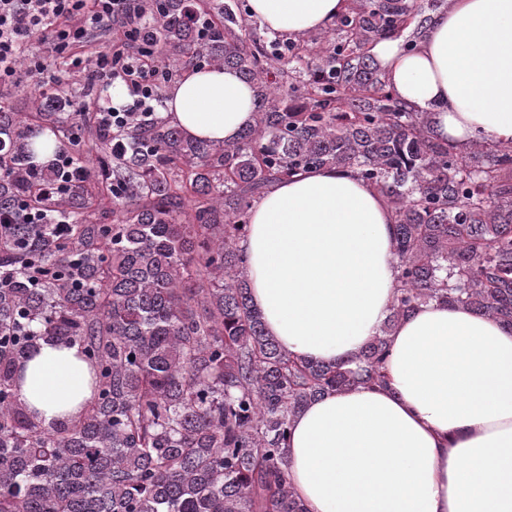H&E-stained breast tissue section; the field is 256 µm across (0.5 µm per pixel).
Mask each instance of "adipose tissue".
I'll return each instance as SVG.
<instances>
[{"mask_svg": "<svg viewBox=\"0 0 512 512\" xmlns=\"http://www.w3.org/2000/svg\"><path fill=\"white\" fill-rule=\"evenodd\" d=\"M273 35L326 28L344 0H249ZM372 53L393 93L431 112L438 137L512 141V0H448L414 49L383 39ZM165 113L185 134L236 141L255 90L232 69L193 70ZM396 218L352 171L318 167L276 184L252 208L239 247L252 303L280 346L352 362L390 313ZM388 386L310 403L287 446L308 512H512V331L464 307L431 302L392 331ZM20 397L51 423L92 394L79 347L40 344Z\"/></svg>", "mask_w": 512, "mask_h": 512, "instance_id": "ef3b65f1", "label": "adipose tissue"}]
</instances>
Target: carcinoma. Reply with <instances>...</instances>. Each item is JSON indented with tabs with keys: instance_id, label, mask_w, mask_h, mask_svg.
<instances>
[{
	"instance_id": "carcinoma-1",
	"label": "carcinoma",
	"mask_w": 512,
	"mask_h": 512,
	"mask_svg": "<svg viewBox=\"0 0 512 512\" xmlns=\"http://www.w3.org/2000/svg\"><path fill=\"white\" fill-rule=\"evenodd\" d=\"M140 15L165 75L237 70L255 121L220 144L155 112L114 129L58 92L0 110V512H307L289 480L293 420L325 395L386 385L400 320L438 302L512 331V145L442 140L391 90L371 49L418 43L417 0H345L333 32L293 41L246 32L223 0H142ZM325 166L356 173L396 216L398 284L355 370L268 335L239 248L270 187ZM44 181L60 184L47 200ZM30 204L46 223H25ZM41 341L79 346L93 369L91 398L48 426L19 393Z\"/></svg>"
}]
</instances>
